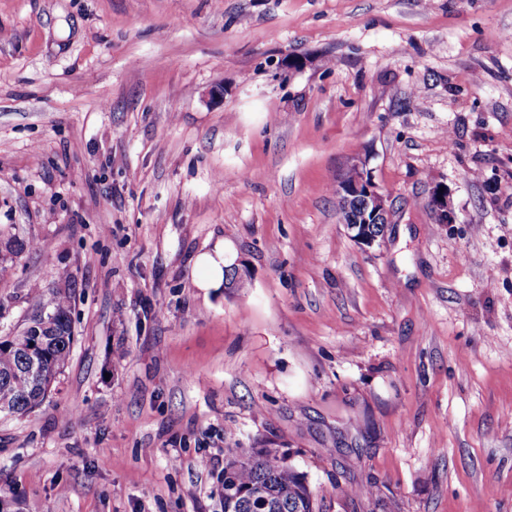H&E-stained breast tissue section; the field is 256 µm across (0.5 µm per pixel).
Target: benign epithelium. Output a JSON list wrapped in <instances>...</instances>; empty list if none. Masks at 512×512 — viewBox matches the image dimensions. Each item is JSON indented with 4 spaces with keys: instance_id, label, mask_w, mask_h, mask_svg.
<instances>
[{
    "instance_id": "benign-epithelium-1",
    "label": "benign epithelium",
    "mask_w": 512,
    "mask_h": 512,
    "mask_svg": "<svg viewBox=\"0 0 512 512\" xmlns=\"http://www.w3.org/2000/svg\"><path fill=\"white\" fill-rule=\"evenodd\" d=\"M350 176L342 177L336 184V195L348 211H354L352 222L347 225L353 240L368 248L381 245L388 224L392 223V209L387 196L373 181L363 161H356L349 168ZM430 207L437 223L446 224L448 187L441 183L434 186Z\"/></svg>"
}]
</instances>
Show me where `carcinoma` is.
Listing matches in <instances>:
<instances>
[{"mask_svg": "<svg viewBox=\"0 0 512 512\" xmlns=\"http://www.w3.org/2000/svg\"><path fill=\"white\" fill-rule=\"evenodd\" d=\"M30 297L25 327L0 336V414L40 406L71 355V296L32 288ZM223 485L224 512H316L305 475L274 448L227 449Z\"/></svg>", "mask_w": 512, "mask_h": 512, "instance_id": "obj_1", "label": "carcinoma"}]
</instances>
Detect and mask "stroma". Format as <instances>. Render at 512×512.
Here are the masks:
<instances>
[{
  "label": "stroma",
  "instance_id": "obj_1",
  "mask_svg": "<svg viewBox=\"0 0 512 512\" xmlns=\"http://www.w3.org/2000/svg\"><path fill=\"white\" fill-rule=\"evenodd\" d=\"M12 236L0 335L38 285L75 341L0 414V499L224 512L226 449L268 447L317 512H512V0H0ZM219 240L247 287H194ZM348 172L336 184V195L346 210L354 211L352 222L350 215L338 204L340 222L352 233L353 240L364 247L381 245L387 224H391L392 209L387 196L380 191L366 169L365 161H355ZM367 224H378L380 232L371 234Z\"/></svg>",
  "mask_w": 512,
  "mask_h": 512
}]
</instances>
